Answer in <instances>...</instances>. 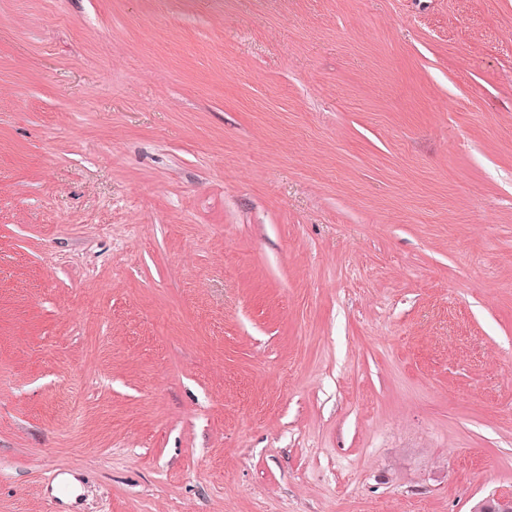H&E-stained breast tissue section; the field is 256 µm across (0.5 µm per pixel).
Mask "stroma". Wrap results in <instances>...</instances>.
<instances>
[{"instance_id":"35a3bbf8","label":"stroma","mask_w":512,"mask_h":512,"mask_svg":"<svg viewBox=\"0 0 512 512\" xmlns=\"http://www.w3.org/2000/svg\"><path fill=\"white\" fill-rule=\"evenodd\" d=\"M512 498V0H0V512Z\"/></svg>"}]
</instances>
